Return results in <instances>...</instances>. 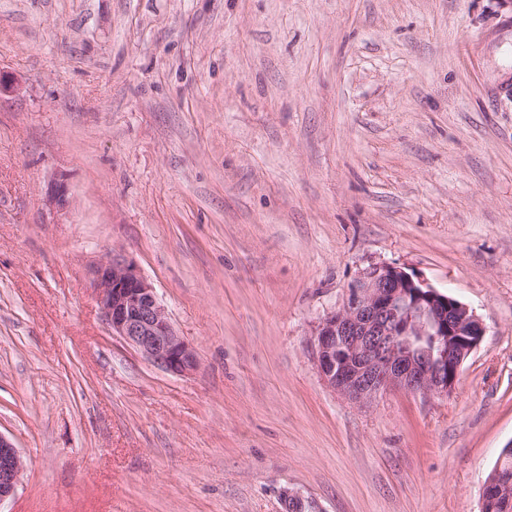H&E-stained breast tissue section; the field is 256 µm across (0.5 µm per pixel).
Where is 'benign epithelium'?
<instances>
[{
	"mask_svg": "<svg viewBox=\"0 0 512 512\" xmlns=\"http://www.w3.org/2000/svg\"><path fill=\"white\" fill-rule=\"evenodd\" d=\"M91 275L112 335L169 374L186 376L198 368L195 348L175 329L154 286L124 255L108 254ZM483 335L467 304L389 263L364 269L342 309L327 313L313 332L322 378L359 403L390 389L449 395ZM24 467L17 446L0 433V501L15 494ZM488 508L512 512V481L502 477L499 465L484 487L482 509Z\"/></svg>",
	"mask_w": 512,
	"mask_h": 512,
	"instance_id": "1",
	"label": "benign epithelium"
}]
</instances>
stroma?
I'll return each mask as SVG.
<instances>
[{
  "instance_id": "35a3bbf8",
  "label": "stroma",
  "mask_w": 512,
  "mask_h": 512,
  "mask_svg": "<svg viewBox=\"0 0 512 512\" xmlns=\"http://www.w3.org/2000/svg\"><path fill=\"white\" fill-rule=\"evenodd\" d=\"M0 71V512H481L512 442V0H0ZM114 250L193 374L111 335ZM378 262L484 324L448 397L321 378L312 333ZM25 462L14 442L0 433V501L15 494Z\"/></svg>"
}]
</instances>
